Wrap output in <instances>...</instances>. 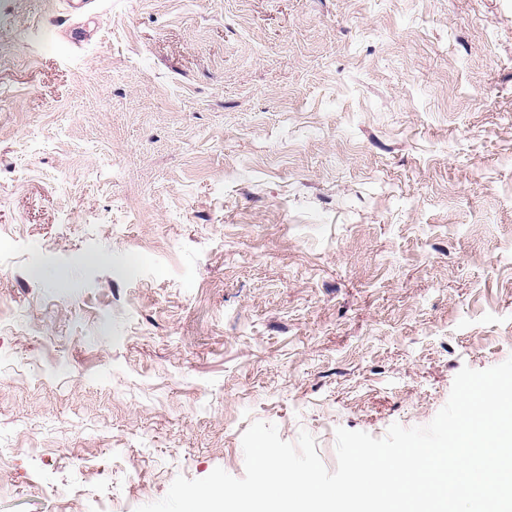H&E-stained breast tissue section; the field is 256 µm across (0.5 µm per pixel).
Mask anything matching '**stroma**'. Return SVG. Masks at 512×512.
<instances>
[{"mask_svg":"<svg viewBox=\"0 0 512 512\" xmlns=\"http://www.w3.org/2000/svg\"><path fill=\"white\" fill-rule=\"evenodd\" d=\"M0 0V512L242 435L428 424L512 357V0Z\"/></svg>","mask_w":512,"mask_h":512,"instance_id":"35a3bbf8","label":"stroma"}]
</instances>
